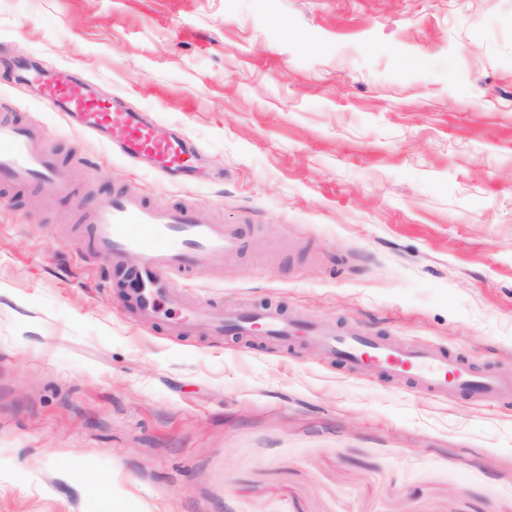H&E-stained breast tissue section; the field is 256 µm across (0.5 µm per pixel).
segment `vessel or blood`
<instances>
[{"label": "vessel or blood", "instance_id": "1", "mask_svg": "<svg viewBox=\"0 0 512 512\" xmlns=\"http://www.w3.org/2000/svg\"><path fill=\"white\" fill-rule=\"evenodd\" d=\"M44 95L65 119L129 158L149 161L157 173L188 172L196 146L157 132L140 113L97 95L81 74L69 72L44 86ZM0 183L33 185L59 192L69 186L64 165L24 123L0 118ZM90 224L97 253L123 259L136 254L138 266L125 270L127 299L146 321H166L171 333L190 326L215 335L259 336L277 343L303 341L344 368L386 382L401 383L438 397L463 396L476 405H492L512 393V373L479 369L467 357L438 345L379 336L356 326L310 323L272 305L186 308L184 317L165 318L178 304L171 279L196 263L219 262L239 252L242 239L229 224H207L193 204H152L125 189L83 217Z\"/></svg>", "mask_w": 512, "mask_h": 512}]
</instances>
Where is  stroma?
Listing matches in <instances>:
<instances>
[{
	"label": "stroma",
	"mask_w": 512,
	"mask_h": 512,
	"mask_svg": "<svg viewBox=\"0 0 512 512\" xmlns=\"http://www.w3.org/2000/svg\"><path fill=\"white\" fill-rule=\"evenodd\" d=\"M75 69L192 140L167 180L16 79ZM0 99L70 169L0 185V512H512V403L303 343L138 322L82 212L138 186L237 225L195 304L512 370V0H0Z\"/></svg>",
	"instance_id": "1"
}]
</instances>
